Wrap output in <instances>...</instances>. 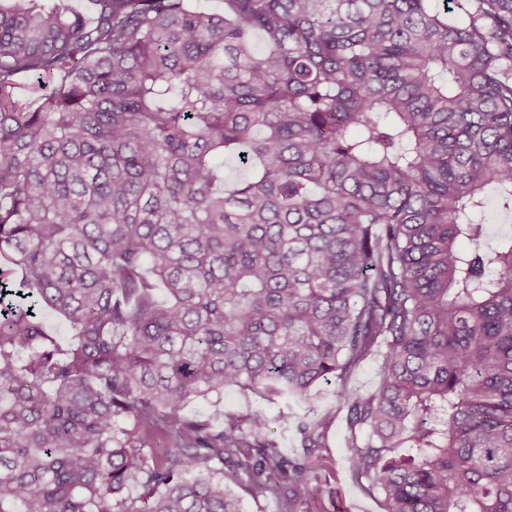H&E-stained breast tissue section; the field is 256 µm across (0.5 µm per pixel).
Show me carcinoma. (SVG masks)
I'll return each mask as SVG.
<instances>
[{"instance_id":"cac0c4a2","label":"carcinoma","mask_w":512,"mask_h":512,"mask_svg":"<svg viewBox=\"0 0 512 512\" xmlns=\"http://www.w3.org/2000/svg\"><path fill=\"white\" fill-rule=\"evenodd\" d=\"M220 2L0 0V512H512V0ZM377 382V358L363 363L353 374L349 381L352 389L367 391ZM265 409L270 416H275L278 413V408H268L262 400H257L254 397H248L240 393L235 388H228L224 391V400L221 404V410L231 412L244 413L248 410ZM345 410L333 419L327 432L326 446L320 448L309 464L328 487L322 499L309 507L315 512H384L382 496L365 493L351 478L344 458L346 435ZM232 490L241 498L244 512H280L278 499L257 493L247 483L232 486Z\"/></svg>"}]
</instances>
